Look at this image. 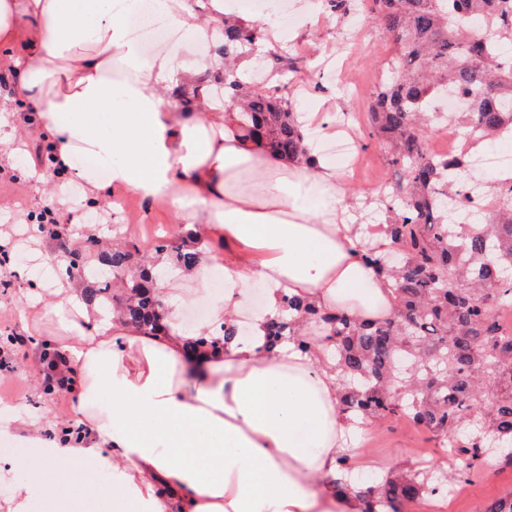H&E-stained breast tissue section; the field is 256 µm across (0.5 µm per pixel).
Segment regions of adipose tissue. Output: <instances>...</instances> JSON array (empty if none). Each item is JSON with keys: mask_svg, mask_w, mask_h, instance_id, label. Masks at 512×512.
<instances>
[{"mask_svg": "<svg viewBox=\"0 0 512 512\" xmlns=\"http://www.w3.org/2000/svg\"><path fill=\"white\" fill-rule=\"evenodd\" d=\"M139 0H0V46L17 48L14 95L53 148L45 180L65 171L99 196L105 184L168 199L202 263L158 281L164 329L145 336L119 316L98 320L71 281L33 280L25 326L66 359L81 436L22 415L8 421L22 457L0 455V512H361L336 483L359 422L343 412L330 329L304 323L308 350L265 349L270 321L295 297L359 321L393 316V280L369 260L395 250L387 225L362 224L333 161L287 160L245 135L236 101L184 112L173 89L220 72L145 55L131 28ZM158 22L193 47L212 43L227 0H154ZM107 171L99 180L95 167ZM224 293L201 328L247 318L251 334L190 349L180 305L212 267ZM265 287L261 308L243 290ZM52 431L54 439L43 436Z\"/></svg>", "mask_w": 512, "mask_h": 512, "instance_id": "adipose-tissue-1", "label": "adipose tissue"}]
</instances>
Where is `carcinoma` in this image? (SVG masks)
Wrapping results in <instances>:
<instances>
[{"label":"carcinoma","instance_id":"1","mask_svg":"<svg viewBox=\"0 0 512 512\" xmlns=\"http://www.w3.org/2000/svg\"><path fill=\"white\" fill-rule=\"evenodd\" d=\"M359 0H323L326 13L345 19ZM366 16L393 43L383 61L378 89L367 104L368 137L387 146L394 174L392 190L380 196L400 257L374 259L394 280L398 308L386 321L359 322L346 314H324L290 298L287 314L270 322L266 348L276 349L296 335L300 319L331 327L333 354L342 376L337 393L342 410L364 420L404 419L426 430L440 447L454 449L457 467L435 465L415 473H389L354 487L362 512H411L415 503L440 495L476 474L495 441L508 451L498 463L512 466V334L499 330L495 314L512 309V187L487 176L481 211L472 224L449 221L451 208L465 213L473 150L493 147L512 136V63L493 47L512 46V0H367ZM264 23L224 24L211 51L224 56V76H202L171 97L190 108L204 84L242 100L241 120L249 135L293 161L308 157L303 122L284 90L268 86L266 75L299 70L301 59L273 56V66L250 75L230 63L248 56ZM453 88L462 111L454 120L462 131L458 153L448 161L428 150L430 133L447 116L435 109ZM71 256L87 281L85 301L106 314H119L146 336L163 329V309L154 291L164 269L145 263L132 271L139 246L104 250L93 235L71 249L64 225H32ZM155 254H166L180 269L199 263L187 243L160 236ZM247 337L237 323L220 336H199L198 348H219Z\"/></svg>","mask_w":512,"mask_h":512}]
</instances>
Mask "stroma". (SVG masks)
I'll return each mask as SVG.
<instances>
[{
	"label": "stroma",
	"instance_id": "obj_1",
	"mask_svg": "<svg viewBox=\"0 0 512 512\" xmlns=\"http://www.w3.org/2000/svg\"><path fill=\"white\" fill-rule=\"evenodd\" d=\"M256 11L276 17L282 37L277 46L260 42L258 56L271 59L275 48L289 54H302L305 66L287 74L288 93L296 111L309 114L328 112L332 116L350 114V128L355 131L359 166L349 171L348 160L331 149L328 138L318 137L314 144L321 155L333 159L340 168L353 196L370 191L386 192L393 179L387 163V151L378 143L367 140L363 127L367 98L378 82L380 63L391 53V44L382 28L366 17L336 20L326 16L321 0H307L301 9L283 11L280 0H256ZM28 105L13 101L10 110L0 112V122L16 127L21 135L20 146L29 152L40 166L48 160L41 151V138L35 122L29 121ZM70 208L53 210V218L61 224L85 227L95 225L99 235L122 233L125 241H133L135 234L123 215L110 205L88 203L84 191L73 183H65ZM51 186L41 184L28 167L14 163L10 155L0 151V217L9 219V228L16 242V255L25 262L35 261L36 251L52 252L53 241L43 238L38 250L28 246L27 231L31 215L41 212L51 194ZM136 219L150 226L154 234L167 240H181L186 232L179 224L172 206H158L139 201ZM8 278L12 285L0 287V334L22 336L26 330L21 323L29 274L23 265L0 268V279ZM47 365L39 345L29 343L19 347L0 345V412L18 409L29 418L40 419L44 411H51L62 426L73 421L71 408L59 407L56 395L43 392ZM370 450L376 469L375 476L390 471L407 472L440 461L442 450L430 441L427 432L419 431L398 420L386 425L370 423L367 431L355 436L349 456L358 459L363 450ZM512 493V467H494L486 463L471 481L460 483L456 492L444 504L445 512H482L493 499Z\"/></svg>",
	"mask_w": 512,
	"mask_h": 512
}]
</instances>
